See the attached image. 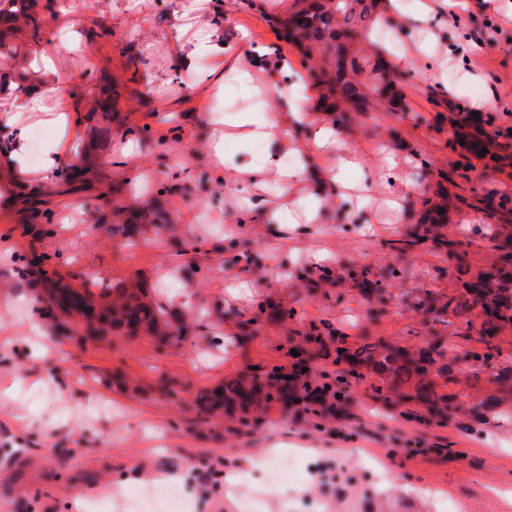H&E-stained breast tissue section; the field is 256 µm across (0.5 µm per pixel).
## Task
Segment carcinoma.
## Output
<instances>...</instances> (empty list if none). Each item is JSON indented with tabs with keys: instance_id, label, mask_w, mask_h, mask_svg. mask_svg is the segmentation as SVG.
<instances>
[{
	"instance_id": "carcinoma-1",
	"label": "carcinoma",
	"mask_w": 512,
	"mask_h": 512,
	"mask_svg": "<svg viewBox=\"0 0 512 512\" xmlns=\"http://www.w3.org/2000/svg\"><path fill=\"white\" fill-rule=\"evenodd\" d=\"M378 6L379 0H294L287 12L276 13L271 0L251 3L275 37L298 52L306 79L319 92L320 105L336 113L334 122L340 127L353 124L357 114L382 109L385 93L395 92L402 78L401 72L382 56L377 57L373 66L377 86L372 91L363 90L362 83L354 78L357 66L351 55L361 49L373 25L380 29L389 26L378 13ZM38 7V0H0V21L30 26L35 38L40 31ZM475 132L476 137L471 139L466 147L467 155L463 156L467 162L478 157L485 145H494L492 141L486 143L480 139L484 135L483 125H476ZM97 166L98 157L84 151L79 158L65 162L61 173L66 180L75 181ZM487 211L503 221L499 232L501 241L496 246L499 263L468 283L469 299L431 305L428 310L438 317L450 310L465 317L474 309H480L482 322L477 333L484 352L455 353L451 360L467 367L476 364L494 370L495 378L505 383L512 380V364L496 368L501 352L495 338L501 330L512 327V231L508 230L512 225V209L501 204L489 206ZM110 215L112 235L120 237L126 245L145 237L149 229L157 235L169 228L166 209L157 199L136 211L115 205ZM438 244L448 248V257L457 262L458 268L467 265L466 253L459 249V242L440 239ZM54 259L56 256L47 253L26 259L20 274L29 287L41 294L49 292L50 299L44 302L42 311L50 316L62 337L69 338L73 333L71 319L65 316L73 302L81 308L85 335L99 340L110 335L150 336L161 345H171L197 334L201 328L195 319L157 304L150 297L146 281L140 277L115 281L85 279L77 287L71 282L75 275H65L53 267ZM297 336L307 345V352L305 358L295 363L299 370L293 379H285V374L275 368L262 374L244 373L214 388H200L194 394L197 412L206 418L221 412L234 417L239 410L243 413L239 420L245 425L246 414L270 402L294 406L304 395L305 377L320 367L319 361L330 358L340 366L336 380L342 385L350 377L364 378L362 370L365 369L378 374L392 388L414 385L413 398L426 404L428 410L441 419H450L457 411L451 399L438 394L434 384L426 379L430 366L447 355L438 343H431L417 352L380 339L352 348L345 346L343 336L328 324L321 328L314 326Z\"/></svg>"
}]
</instances>
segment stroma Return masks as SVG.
Segmentation results:
<instances>
[{"mask_svg":"<svg viewBox=\"0 0 512 512\" xmlns=\"http://www.w3.org/2000/svg\"><path fill=\"white\" fill-rule=\"evenodd\" d=\"M190 1L197 19L209 22L223 12L220 30L232 52L243 55L249 45L273 42L282 57L297 62V53L276 42L249 0H65L41 11L38 37L26 31L17 36L26 81H18L14 66L0 68V138L15 130L3 105L40 89L57 71L68 78L60 90L72 103L66 141L80 149L89 144L91 97L113 96L120 117L110 141L96 147L100 166L93 181H59L71 206L59 207L34 184H17L0 167V390L14 392L12 406L0 409V512H44L48 506L100 512L106 503L122 512V502L112 499L114 477L130 475L134 490L161 484L170 471L189 512H242L250 496L261 498L264 512H306L317 501L324 512H447L452 503L458 512H512V419L479 426L466 411L492 395L512 404V382L500 383L490 373L475 379L453 361L444 372L430 370L436 391L461 408L444 421L402 400L375 374L350 384L333 417L300 418L273 403L260 419L238 428L201 420L192 405L199 388L286 365L292 332L323 321L351 347L382 339L412 350L433 342L459 353L481 350L459 318L448 313L434 320L427 306L433 299H465L468 273L495 258V222L474 203L512 201V167L500 171L481 161L460 166L462 148L442 117L471 113L477 93H490L481 109L492 119L486 130L512 144V0H491L460 24L439 13L381 42L385 55H414L397 102L392 111L358 117L352 128L337 132L339 147L365 158L363 174L374 180L372 204L336 198L339 218L302 235L289 231L281 214L241 222L249 193L215 178L208 153L215 119L246 108L254 124H265L271 91L251 96L231 78L223 95L204 88L201 77L216 63L210 30L200 34L191 56L172 45ZM243 32L248 42L240 41ZM71 40L80 51L66 52ZM46 54L57 57V71L44 69ZM455 64L474 80L453 91L448 83ZM145 125L149 136L138 135ZM388 150L400 160L397 171L381 164ZM394 180L414 188L399 211L383 202V188ZM109 187L131 208L158 198L174 235L148 240L143 249L125 246L107 225L93 221L94 211L111 208L103 195ZM440 187L456 204L437 231L461 242L465 274L433 243L407 255L391 248ZM36 209L48 211L49 220L33 219ZM230 231L248 243L257 269L249 294L237 300L230 294L243 277L234 252L222 247ZM180 242L194 247L197 273L177 275L189 259L178 253ZM319 249L331 252L339 283L321 281V268L309 264V253ZM34 252L57 255L64 273L112 280L141 275L159 293L191 292L192 311L208 317L197 335L163 347L148 336L67 339L55 335L46 318L42 338L50 351L32 356L23 326L37 293L17 284L13 271L17 256ZM350 267L367 268L379 292L366 294L343 278ZM393 267L398 276L390 275ZM283 308L294 310V317L281 319ZM246 319L253 322L249 336L239 327ZM168 380L174 383L170 395L163 391ZM275 448L299 453L297 483L270 487L253 469V458ZM219 459L233 473L251 472L252 484L202 496L193 471ZM391 469L403 472L408 489L380 487L381 471Z\"/></svg>","mask_w":512,"mask_h":512,"instance_id":"35a3bbf8","label":"stroma"}]
</instances>
